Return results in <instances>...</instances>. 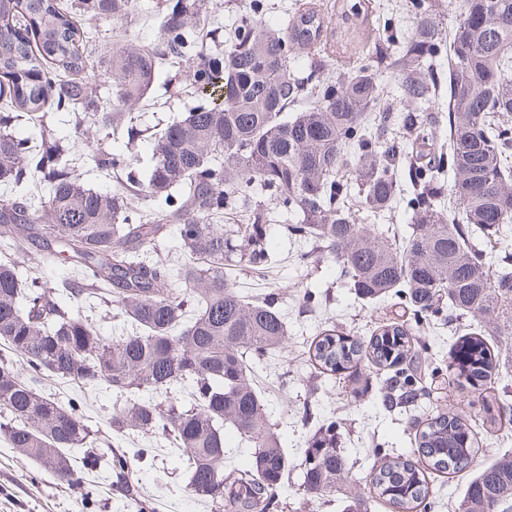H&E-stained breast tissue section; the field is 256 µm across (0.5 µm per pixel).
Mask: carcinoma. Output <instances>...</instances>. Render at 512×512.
Wrapping results in <instances>:
<instances>
[{
  "mask_svg": "<svg viewBox=\"0 0 512 512\" xmlns=\"http://www.w3.org/2000/svg\"><path fill=\"white\" fill-rule=\"evenodd\" d=\"M129 0H76L92 19L116 18ZM459 20L445 30L428 0H407L413 28L402 46L379 54L396 83L409 136L385 145L389 124L377 71L358 65L333 75L330 57L312 55L305 78L290 59L320 43L325 17L315 6L278 29L262 21L265 0H249L225 45L195 22L200 0H170L161 13V55L188 64L186 80L211 91L154 132L148 181L99 190L70 168L75 148L44 129L34 149L10 132L18 113L94 108L93 124L121 123L122 108L144 99L157 56L139 42L112 45V108L98 109L95 77L83 50L87 32L60 0H0V184L40 175L29 191L0 202V434L14 452L96 500L103 472L127 500L141 497L133 463L139 436L186 457L189 490L209 512H275L290 462L260 390L255 364L288 347V325L273 293L246 296L225 271L262 273L270 262L269 207L298 216L285 230L310 250L299 261L329 256L367 302L395 296L413 320L393 322L368 338L325 328L311 342L323 373L355 374L364 361L389 371L382 405L415 415L427 392L416 346L423 325L479 324L488 336L512 335V254L498 257L500 229L512 222V0H457ZM448 59V74L436 70ZM446 99L448 152L435 148L440 119L430 104ZM96 168L124 170L130 158L103 148ZM373 219L401 203L413 225L404 246L382 227L358 223L345 198ZM159 202L145 211V200ZM462 208L449 220L445 204ZM237 218L223 224L224 215ZM174 227L183 263L172 269L158 238ZM71 265L70 295L117 310L125 333L107 338L78 310L62 305L17 259ZM188 287H168L171 275ZM460 385L483 394L500 360L471 333L453 358ZM65 383L77 396L62 403L43 388ZM103 386L115 400L102 440L88 424L85 393ZM336 422L310 438L301 462L303 494L320 500L349 473L336 448ZM249 448L245 470L227 464L225 434ZM415 453L448 475L474 457L466 420L439 412L425 420ZM373 499L396 512H428L434 492L416 463L390 456L372 465ZM458 512H512V459L480 469Z\"/></svg>",
  "mask_w": 512,
  "mask_h": 512,
  "instance_id": "1",
  "label": "carcinoma"
}]
</instances>
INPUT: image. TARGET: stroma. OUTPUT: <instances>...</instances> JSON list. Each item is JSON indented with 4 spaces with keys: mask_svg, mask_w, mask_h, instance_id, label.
Wrapping results in <instances>:
<instances>
[{
    "mask_svg": "<svg viewBox=\"0 0 512 512\" xmlns=\"http://www.w3.org/2000/svg\"><path fill=\"white\" fill-rule=\"evenodd\" d=\"M316 2L326 16L320 50L333 55L340 73L373 57L376 46H387L389 35L403 39L410 33L412 19L402 7L404 0H366L368 17L364 31L358 35L343 15L346 0ZM160 18L158 0H131L117 19L83 21L82 26L89 33L85 49L96 64L94 72L102 99L112 97V77L105 74L103 65L114 35L121 32L150 48H158ZM186 69V64L160 60L148 95L125 106V117L115 131L83 122L81 114L75 112H50L45 120L63 143L79 142L82 152L94 151L100 145L115 152L132 149V174L136 179L147 180L152 166L151 131L178 120L198 102L197 95L188 91L176 95L167 85L171 76L185 73ZM296 251L291 239L274 232L272 264L265 275L236 277L238 286L277 293L279 304L288 315L287 350L256 366L272 420L278 425L281 443L291 462L288 484L280 496V512H348L349 505L367 490L366 476L374 460L365 457V449L375 447L384 455L413 458L416 428L407 416L390 414L382 407V371L365 363L355 379L322 376L309 358L308 347L321 329L333 326L347 334L367 336L401 317L403 310L389 300L372 305L359 299L347 287L342 269L334 260L324 258L307 267L297 261ZM306 289L320 293L318 306L302 307L299 298ZM469 330L468 322L460 320L430 331L421 355L438 368L431 385V410H449L468 421L476 439V461L483 465L512 458V428L499 430L492 424L498 415V392L503 384H512V338L487 337V345L504 368L501 380L488 384L487 396L481 399L458 384L450 365L452 345ZM310 402L319 405L325 416L340 418L341 425L336 430L338 446L352 464L346 490L315 502L308 501L299 488L302 451L315 432L313 421L303 417ZM134 481L142 490V506L129 505L119 495L105 490L96 504L87 506L78 489L58 482L0 440V512H206L188 489L187 464L178 454L163 450L144 458L136 466Z\"/></svg>",
    "mask_w": 512,
    "mask_h": 512,
    "instance_id": "stroma-1",
    "label": "stroma"
}]
</instances>
